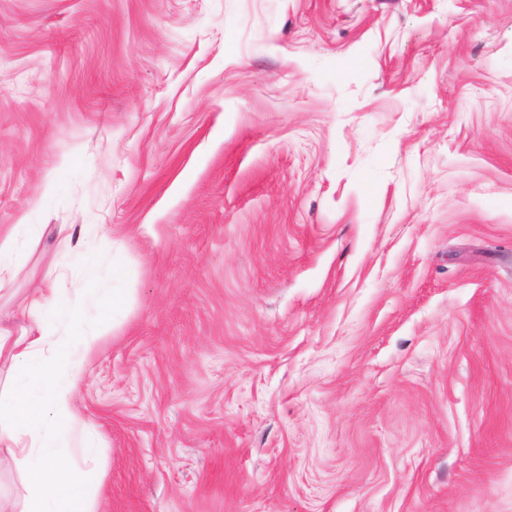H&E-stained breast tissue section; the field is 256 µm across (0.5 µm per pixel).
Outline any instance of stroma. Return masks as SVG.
<instances>
[{
	"instance_id": "35a3bbf8",
	"label": "stroma",
	"mask_w": 512,
	"mask_h": 512,
	"mask_svg": "<svg viewBox=\"0 0 512 512\" xmlns=\"http://www.w3.org/2000/svg\"><path fill=\"white\" fill-rule=\"evenodd\" d=\"M20 222L1 329L124 294L99 512H512V0H0Z\"/></svg>"
}]
</instances>
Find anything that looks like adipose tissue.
Listing matches in <instances>:
<instances>
[{"label": "adipose tissue", "instance_id": "1", "mask_svg": "<svg viewBox=\"0 0 512 512\" xmlns=\"http://www.w3.org/2000/svg\"><path fill=\"white\" fill-rule=\"evenodd\" d=\"M55 289H35V325L21 335L0 329V443L19 454L26 469L21 512H97L103 472L76 475L57 459L69 427L82 418L78 392L85 380L94 332L56 337L52 317L63 315Z\"/></svg>", "mask_w": 512, "mask_h": 512}]
</instances>
